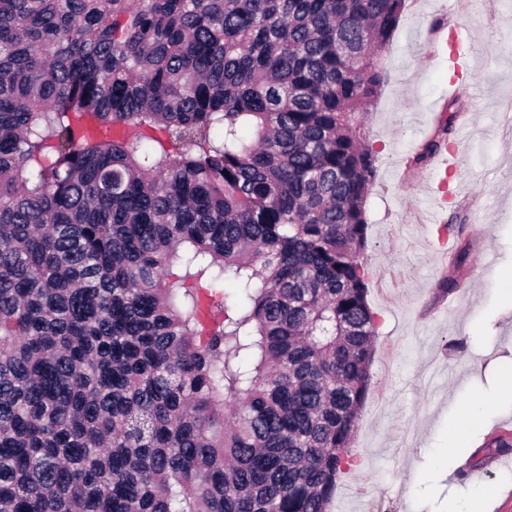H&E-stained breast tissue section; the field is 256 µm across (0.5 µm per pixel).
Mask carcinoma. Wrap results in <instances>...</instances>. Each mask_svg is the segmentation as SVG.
<instances>
[{"label": "carcinoma", "instance_id": "carcinoma-1", "mask_svg": "<svg viewBox=\"0 0 512 512\" xmlns=\"http://www.w3.org/2000/svg\"><path fill=\"white\" fill-rule=\"evenodd\" d=\"M405 2L0 0V512H327Z\"/></svg>", "mask_w": 512, "mask_h": 512}]
</instances>
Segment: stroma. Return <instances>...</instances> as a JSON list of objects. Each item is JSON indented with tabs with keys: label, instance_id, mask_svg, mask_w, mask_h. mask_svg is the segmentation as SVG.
Listing matches in <instances>:
<instances>
[{
	"label": "stroma",
	"instance_id": "35a3bbf8",
	"mask_svg": "<svg viewBox=\"0 0 512 512\" xmlns=\"http://www.w3.org/2000/svg\"><path fill=\"white\" fill-rule=\"evenodd\" d=\"M389 79L364 116L376 152L369 190L368 302L378 326L371 386L351 438L355 464L336 499L352 512H512V453L490 442L512 435V0H406L383 52ZM459 114L450 171L416 162L420 145ZM445 198L448 239L426 204ZM466 249L465 267L452 254ZM459 274L456 307L441 281ZM486 403L459 432L461 405Z\"/></svg>",
	"mask_w": 512,
	"mask_h": 512
}]
</instances>
